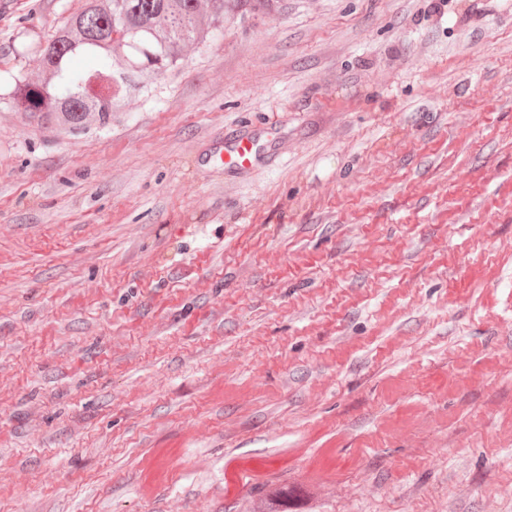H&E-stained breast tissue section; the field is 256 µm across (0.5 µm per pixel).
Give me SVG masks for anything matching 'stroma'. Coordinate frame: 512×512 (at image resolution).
Segmentation results:
<instances>
[{
  "instance_id": "obj_1",
  "label": "stroma",
  "mask_w": 512,
  "mask_h": 512,
  "mask_svg": "<svg viewBox=\"0 0 512 512\" xmlns=\"http://www.w3.org/2000/svg\"><path fill=\"white\" fill-rule=\"evenodd\" d=\"M81 5L0 0V512H512V0H228L72 135ZM227 151L231 157L240 165L248 164L252 166L260 160V153L258 152L253 138H241L227 146Z\"/></svg>"
}]
</instances>
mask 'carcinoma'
<instances>
[{
    "label": "carcinoma",
    "mask_w": 512,
    "mask_h": 512,
    "mask_svg": "<svg viewBox=\"0 0 512 512\" xmlns=\"http://www.w3.org/2000/svg\"><path fill=\"white\" fill-rule=\"evenodd\" d=\"M226 0H85L38 53L30 78L15 93L19 110L70 133L103 127L112 113L143 94L184 60L189 50L224 26ZM106 60L112 94L92 92L73 77L80 53ZM254 512H288L281 491Z\"/></svg>",
    "instance_id": "cac0c4a2"
}]
</instances>
